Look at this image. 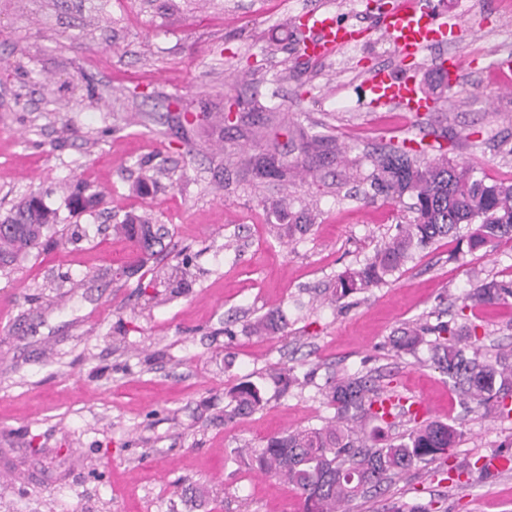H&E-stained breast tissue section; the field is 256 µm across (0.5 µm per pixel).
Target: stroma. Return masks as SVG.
<instances>
[{
  "label": "stroma",
  "instance_id": "1",
  "mask_svg": "<svg viewBox=\"0 0 512 512\" xmlns=\"http://www.w3.org/2000/svg\"><path fill=\"white\" fill-rule=\"evenodd\" d=\"M395 0H0V219L35 195L67 233L0 268V512H301L298 494L252 469L248 449L333 417L327 378L365 371L421 400L463 436L449 457L351 501L434 512H512V470L448 478L451 466L512 453V418L465 412L447 376L396 356L403 324L457 318L478 279L512 280V242L469 251L434 242L389 281L334 300L355 268L410 214L355 172L403 140L453 143L450 158L512 177V89L490 66L512 56L500 0H437L473 29L445 53L466 63L455 88L425 59L414 71L437 101L428 117L369 109L365 81L398 63L381 34L323 60L297 61L293 19L319 8L375 25ZM322 136L299 150L297 129ZM277 145L302 170L260 179L245 159ZM100 198L81 213L65 185ZM313 216L279 237L268 203ZM150 214L169 235L141 255L114 226ZM190 258L187 286L169 277ZM281 313L284 332L251 325ZM483 351L512 350V301L472 318ZM311 375L276 396L269 370ZM265 386V403L225 419L229 390Z\"/></svg>",
  "mask_w": 512,
  "mask_h": 512
}]
</instances>
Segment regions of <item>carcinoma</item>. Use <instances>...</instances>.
<instances>
[{"mask_svg":"<svg viewBox=\"0 0 512 512\" xmlns=\"http://www.w3.org/2000/svg\"><path fill=\"white\" fill-rule=\"evenodd\" d=\"M436 154L421 158L426 149L391 148L373 160L366 176L376 193L398 203L409 199V223L359 266L340 274L334 297L340 300L351 293L383 283L416 252L434 241L457 235L461 225L471 226L469 249L494 251L503 239L512 240V180L486 181L481 169L460 164L448 157L439 145ZM257 176L286 182L296 176L297 167L266 154L253 164ZM99 194L88 192L78 183L66 196L73 210L94 205ZM281 200L272 210L276 218L288 215V223L276 225L277 233L293 238L310 229L298 223ZM7 232L0 233V266L11 265L31 253L42 239L60 233L56 212L36 197L16 205L0 222ZM118 228L141 251L151 253L162 237L163 227L148 217L125 218ZM512 298V281L484 279L463 301L460 312L494 306ZM399 356H418L422 348L430 360L448 376L458 390L466 411H483L486 417H512V350L493 358H480L481 339L477 327L468 323L450 325L439 322L406 323L390 339ZM267 379L282 392L298 383L289 370L275 369ZM325 396L335 414L320 426L296 429L273 436L252 451L251 465L293 486L299 494L302 512H345V504L370 489H379L394 476L409 472L420 463L428 464L446 455L463 433L455 426L409 416L410 426L396 439L384 441L381 427L366 432L372 421L394 426L390 419L403 415L400 410L384 411L390 394L380 392L373 379L360 372L338 374L325 387ZM230 410L224 416L249 415L262 406L263 388L244 382L230 393Z\"/></svg>","mask_w":512,"mask_h":512,"instance_id":"cac0c4a2","label":"carcinoma"}]
</instances>
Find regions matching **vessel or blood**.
I'll return each mask as SVG.
<instances>
[{"label":"vessel or blood","instance_id":"obj_1","mask_svg":"<svg viewBox=\"0 0 512 512\" xmlns=\"http://www.w3.org/2000/svg\"><path fill=\"white\" fill-rule=\"evenodd\" d=\"M298 29L302 38L297 48L304 59L329 57L337 48L356 42L364 35L362 29L316 9L301 13ZM377 30L393 44L399 61L403 62L418 58L442 43L448 23L434 9L431 0H397L380 19ZM367 88L371 94L369 105L373 108L396 106L417 115L432 108L414 77L404 70L396 73L378 68L370 75Z\"/></svg>","mask_w":512,"mask_h":512}]
</instances>
